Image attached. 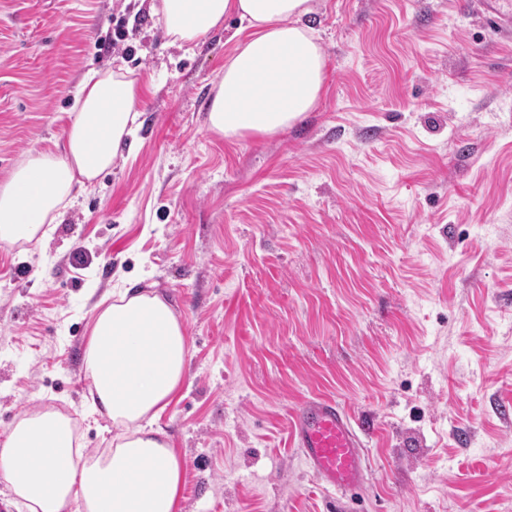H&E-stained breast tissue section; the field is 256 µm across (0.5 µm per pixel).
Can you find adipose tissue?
<instances>
[{
  "label": "adipose tissue",
  "instance_id": "ef3b65f1",
  "mask_svg": "<svg viewBox=\"0 0 512 512\" xmlns=\"http://www.w3.org/2000/svg\"><path fill=\"white\" fill-rule=\"evenodd\" d=\"M171 43L193 47L239 20L207 116L225 137L271 136L315 109L324 54L309 24L311 0H154ZM141 89L130 72L89 71L56 151L30 153L0 186V243L42 241L76 192L111 170L133 143ZM189 349L185 327L156 292L124 290L93 317L86 373L98 413L114 434L102 453L73 442L59 411L21 414L0 443V478L27 512H179L184 464L158 427L182 390Z\"/></svg>",
  "mask_w": 512,
  "mask_h": 512
}]
</instances>
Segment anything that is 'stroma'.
<instances>
[{
	"label": "stroma",
	"instance_id": "1",
	"mask_svg": "<svg viewBox=\"0 0 512 512\" xmlns=\"http://www.w3.org/2000/svg\"><path fill=\"white\" fill-rule=\"evenodd\" d=\"M150 5L0 0V185L54 150L88 70L142 84L133 154L44 243L0 244V438L50 408L105 450L89 323L135 286L186 329L158 420L181 512H341L290 441L316 393L367 428L359 512H512V32L480 0H313L318 105L231 138L207 115L236 20L188 54Z\"/></svg>",
	"mask_w": 512,
	"mask_h": 512
}]
</instances>
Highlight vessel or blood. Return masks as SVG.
Listing matches in <instances>:
<instances>
[{
    "mask_svg": "<svg viewBox=\"0 0 512 512\" xmlns=\"http://www.w3.org/2000/svg\"><path fill=\"white\" fill-rule=\"evenodd\" d=\"M485 18L501 31L512 30V0H480ZM294 448L321 482L356 505L367 485L368 459L363 430L334 398L314 394L290 414Z\"/></svg>",
    "mask_w": 512,
    "mask_h": 512,
    "instance_id": "1",
    "label": "vessel or blood"
}]
</instances>
